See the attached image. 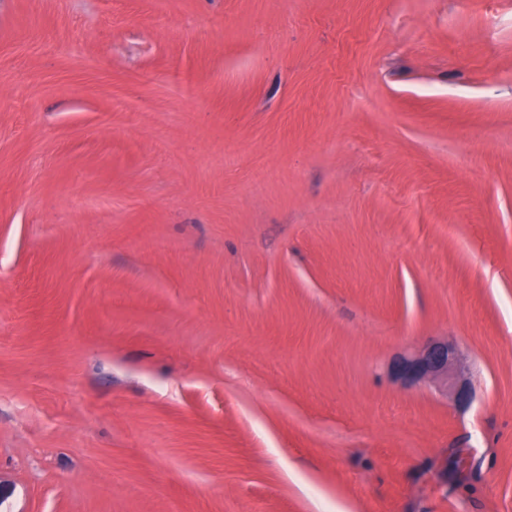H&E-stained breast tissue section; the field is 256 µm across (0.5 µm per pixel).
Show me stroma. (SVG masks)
Instances as JSON below:
<instances>
[{"mask_svg": "<svg viewBox=\"0 0 512 512\" xmlns=\"http://www.w3.org/2000/svg\"><path fill=\"white\" fill-rule=\"evenodd\" d=\"M0 479L512 512V0H0ZM388 373L404 387L431 382L460 407L469 406L472 399L470 382L454 366L448 340L431 341L415 353L398 356L390 364Z\"/></svg>", "mask_w": 512, "mask_h": 512, "instance_id": "stroma-1", "label": "stroma"}]
</instances>
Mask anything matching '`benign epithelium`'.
<instances>
[{
    "label": "benign epithelium",
    "instance_id": "benign-epithelium-1",
    "mask_svg": "<svg viewBox=\"0 0 512 512\" xmlns=\"http://www.w3.org/2000/svg\"><path fill=\"white\" fill-rule=\"evenodd\" d=\"M389 375L404 387L431 382L460 407L472 399L470 382L453 363V352L446 341H431L421 350L398 356L388 368Z\"/></svg>",
    "mask_w": 512,
    "mask_h": 512
}]
</instances>
